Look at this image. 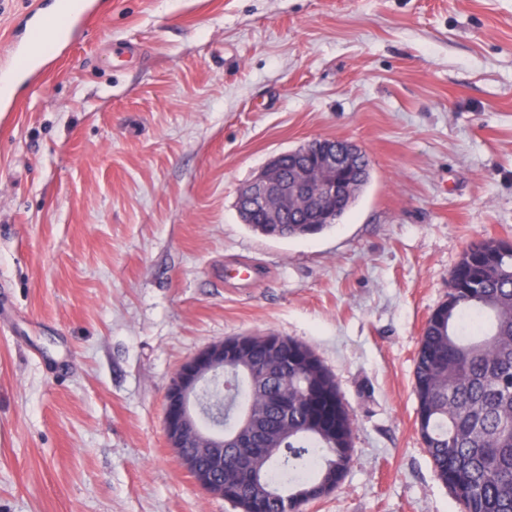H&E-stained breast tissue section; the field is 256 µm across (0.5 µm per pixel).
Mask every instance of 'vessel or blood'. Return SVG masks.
Instances as JSON below:
<instances>
[{
  "label": "vessel or blood",
  "mask_w": 512,
  "mask_h": 512,
  "mask_svg": "<svg viewBox=\"0 0 512 512\" xmlns=\"http://www.w3.org/2000/svg\"><path fill=\"white\" fill-rule=\"evenodd\" d=\"M61 8L54 17H47L43 5L30 9L23 20L22 36L11 39L12 67L24 79L44 75L51 58L70 42L96 17L89 0H80L70 7L69 0H59Z\"/></svg>",
  "instance_id": "1"
}]
</instances>
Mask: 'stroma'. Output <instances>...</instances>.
Returning <instances> with one entry per match:
<instances>
[{
  "label": "stroma",
  "mask_w": 512,
  "mask_h": 512,
  "mask_svg": "<svg viewBox=\"0 0 512 512\" xmlns=\"http://www.w3.org/2000/svg\"><path fill=\"white\" fill-rule=\"evenodd\" d=\"M0 112V512H236L163 433L178 366L308 346L355 419L306 512H459L416 425L414 357L480 238L512 240V0H101ZM356 142L340 224L235 207L272 156Z\"/></svg>",
  "instance_id": "obj_1"
}]
</instances>
